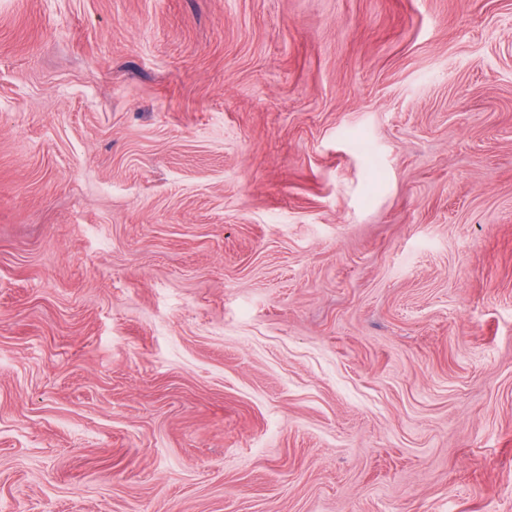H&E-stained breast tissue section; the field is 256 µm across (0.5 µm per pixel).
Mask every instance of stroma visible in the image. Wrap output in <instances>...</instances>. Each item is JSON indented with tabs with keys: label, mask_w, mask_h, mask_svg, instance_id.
I'll return each instance as SVG.
<instances>
[{
	"label": "stroma",
	"mask_w": 512,
	"mask_h": 512,
	"mask_svg": "<svg viewBox=\"0 0 512 512\" xmlns=\"http://www.w3.org/2000/svg\"><path fill=\"white\" fill-rule=\"evenodd\" d=\"M0 512H512V0H0Z\"/></svg>",
	"instance_id": "1"
}]
</instances>
